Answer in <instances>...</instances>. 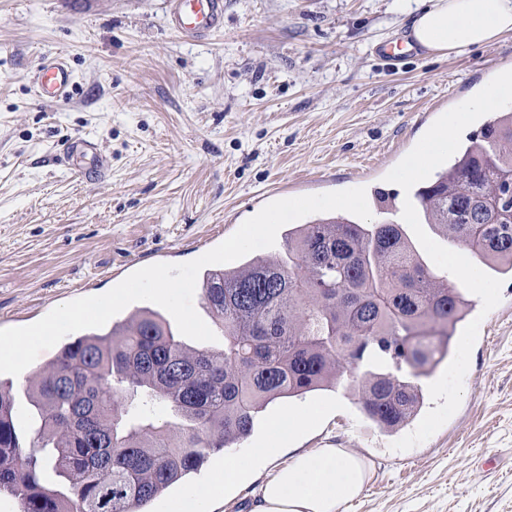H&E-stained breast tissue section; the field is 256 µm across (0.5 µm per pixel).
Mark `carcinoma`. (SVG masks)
Here are the masks:
<instances>
[{
	"mask_svg": "<svg viewBox=\"0 0 512 512\" xmlns=\"http://www.w3.org/2000/svg\"><path fill=\"white\" fill-rule=\"evenodd\" d=\"M512 110L495 113L416 197L427 224L512 275ZM288 261L255 256L203 272L221 349H191L145 310L60 349L28 396L24 443L0 379V496L19 512H142L207 458L246 439L277 399L346 386L366 419H415L470 303L437 278L399 224L350 213L296 224Z\"/></svg>",
	"mask_w": 512,
	"mask_h": 512,
	"instance_id": "carcinoma-1",
	"label": "carcinoma"
}]
</instances>
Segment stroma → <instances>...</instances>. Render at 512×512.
Segmentation results:
<instances>
[{
	"instance_id": "obj_1",
	"label": "stroma",
	"mask_w": 512,
	"mask_h": 512,
	"mask_svg": "<svg viewBox=\"0 0 512 512\" xmlns=\"http://www.w3.org/2000/svg\"><path fill=\"white\" fill-rule=\"evenodd\" d=\"M426 0H224V26L185 39L169 0H0V329L101 295L119 276L185 263L267 203L382 184L435 118L512 70V33L445 58L391 60ZM64 56L72 99L41 102V58ZM96 139L108 176L55 164ZM313 414L291 442L365 458L349 512H512V314L479 329L456 413L426 442L389 432L347 395L315 391L267 406L244 448L283 412ZM499 462L496 473L484 463Z\"/></svg>"
}]
</instances>
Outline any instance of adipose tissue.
<instances>
[{"instance_id":"1","label":"adipose tissue","mask_w":512,"mask_h":512,"mask_svg":"<svg viewBox=\"0 0 512 512\" xmlns=\"http://www.w3.org/2000/svg\"><path fill=\"white\" fill-rule=\"evenodd\" d=\"M512 32V0H428L412 20L409 34L425 54L460 55ZM302 416L280 415L268 441L225 457L205 480L192 484L166 512H209L212 500L235 485L262 459L277 455ZM368 479L364 459L349 448H313L270 470L254 490L255 512H341Z\"/></svg>"}]
</instances>
